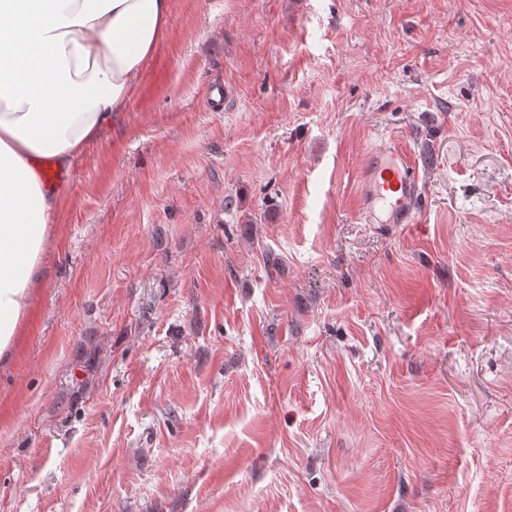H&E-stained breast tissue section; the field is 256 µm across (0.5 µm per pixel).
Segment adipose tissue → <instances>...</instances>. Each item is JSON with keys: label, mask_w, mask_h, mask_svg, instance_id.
<instances>
[{"label": "adipose tissue", "mask_w": 512, "mask_h": 512, "mask_svg": "<svg viewBox=\"0 0 512 512\" xmlns=\"http://www.w3.org/2000/svg\"><path fill=\"white\" fill-rule=\"evenodd\" d=\"M171 0H0V359L31 314L58 201L37 161L69 164L123 112Z\"/></svg>", "instance_id": "adipose-tissue-1"}]
</instances>
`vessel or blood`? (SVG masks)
Wrapping results in <instances>:
<instances>
[{
	"instance_id": "obj_1",
	"label": "vessel or blood",
	"mask_w": 512,
	"mask_h": 512,
	"mask_svg": "<svg viewBox=\"0 0 512 512\" xmlns=\"http://www.w3.org/2000/svg\"><path fill=\"white\" fill-rule=\"evenodd\" d=\"M358 217L365 224H411L422 205L421 176L397 145L372 148L362 172Z\"/></svg>"
}]
</instances>
